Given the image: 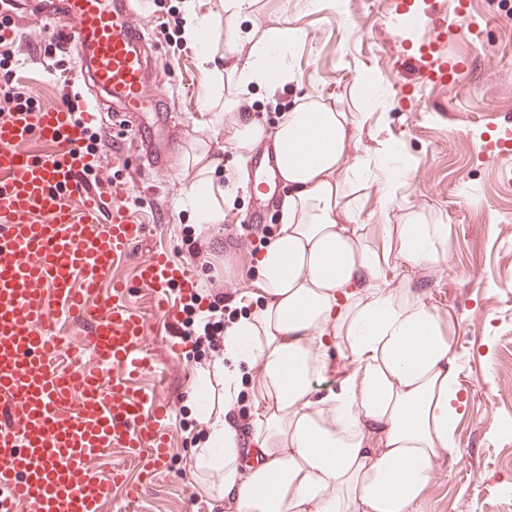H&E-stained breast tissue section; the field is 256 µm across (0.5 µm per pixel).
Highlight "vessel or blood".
<instances>
[{
    "label": "vessel or blood",
    "mask_w": 512,
    "mask_h": 512,
    "mask_svg": "<svg viewBox=\"0 0 512 512\" xmlns=\"http://www.w3.org/2000/svg\"><path fill=\"white\" fill-rule=\"evenodd\" d=\"M37 12L56 40L68 44L93 93L118 111L144 114L138 150L164 165L175 145L167 133L165 91L152 87V53L132 21V0H15ZM416 83L445 85L454 62L437 54L407 56ZM67 143L65 152L34 157L31 135ZM84 126L58 101L22 109L0 123V512H135L139 489L123 469L110 480L89 458L112 447L135 448L141 470L163 473L166 434L144 413L135 375L150 371L142 322L124 309L123 283L91 308L101 279L126 256L143 227L109 208L91 189L92 157ZM82 199L73 207L71 197ZM139 281L167 307L169 289L191 294L190 272L156 251L139 260ZM85 326L87 344L73 352L69 327ZM124 497L112 496L116 484Z\"/></svg>",
    "instance_id": "b4317fda"
}]
</instances>
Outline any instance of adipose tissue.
<instances>
[{"mask_svg": "<svg viewBox=\"0 0 512 512\" xmlns=\"http://www.w3.org/2000/svg\"><path fill=\"white\" fill-rule=\"evenodd\" d=\"M294 41L286 29L254 41L236 85L293 80ZM224 108L211 130L231 148L247 153L269 137L278 149L285 222L256 255L251 311L226 328L217 363L225 409L252 377L251 449L215 415L201 374L192 403L209 432L191 473L234 512H412L456 446L453 338L424 292L390 287L381 273L437 261L445 227L411 213L382 225V247L355 223L365 173L384 172L389 202L404 177L398 144L365 142L369 113L309 102L270 131L239 97ZM232 192L209 177L192 186L197 222L221 223L219 200Z\"/></svg>", "mask_w": 512, "mask_h": 512, "instance_id": "ef3b65f1", "label": "adipose tissue"}]
</instances>
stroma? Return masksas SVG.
I'll return each instance as SVG.
<instances>
[{
    "instance_id": "35a3bbf8",
    "label": "stroma",
    "mask_w": 512,
    "mask_h": 512,
    "mask_svg": "<svg viewBox=\"0 0 512 512\" xmlns=\"http://www.w3.org/2000/svg\"><path fill=\"white\" fill-rule=\"evenodd\" d=\"M468 2L466 18L452 21L442 49L469 65L440 88L400 84L399 58L418 52L432 31L428 0H406L404 12L397 10V0H258L256 12L237 21L245 31L288 28L296 35L293 81L274 91L254 85L246 93L267 128L299 104L315 101L343 112H374L370 135L402 146L407 177L396 200H382L383 177L376 170L360 190L357 218L373 239H380L381 225L403 223L410 211L446 227L438 262L419 268L411 285L425 290L455 338L463 401L453 457L414 512H488L493 500L512 493V383L506 378L512 370V156H496L488 147L498 129H512V0ZM136 6L138 23L156 49L153 82L169 90L166 106L181 140L166 167L152 168L139 160L127 127L88 126L84 144L107 160L111 179L98 196L146 226L133 257L113 266L88 304L111 297L113 283L130 284L125 306L143 322L153 365L136 384L170 407L167 469L148 484L138 512H216L189 472L192 450L208 431L190 395L214 357L195 334L181 333L169 342L173 323H188L196 314L187 296L174 289V315H163L152 289L138 285L136 260L162 250L190 268L197 287L226 277L245 289L260 250L256 237L246 234L255 156H238L213 136L202 109L203 93L221 98L233 87L224 67V0H136ZM191 10L213 22V63L201 62L185 32ZM405 13L417 17L416 30L400 26ZM0 21L11 25L13 40L28 41L31 54L44 62L39 69L23 57L1 60L0 88L14 89L36 105L67 97L77 112H85L89 95L76 60L52 38L46 21L15 10L0 11ZM115 138L123 142L117 152L105 145ZM206 176L237 186L219 224L196 223L188 197L190 186ZM199 236L218 245L209 260L189 252Z\"/></svg>"
}]
</instances>
